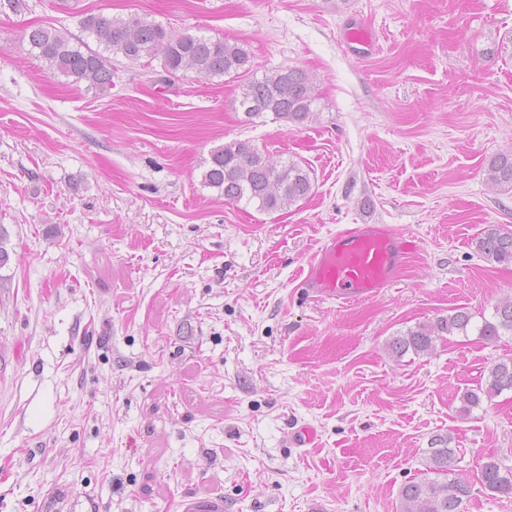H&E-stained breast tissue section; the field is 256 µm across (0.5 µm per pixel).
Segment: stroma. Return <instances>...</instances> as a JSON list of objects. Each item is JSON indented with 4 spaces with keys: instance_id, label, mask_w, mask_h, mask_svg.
<instances>
[{
    "instance_id": "35a3bbf8",
    "label": "stroma",
    "mask_w": 512,
    "mask_h": 512,
    "mask_svg": "<svg viewBox=\"0 0 512 512\" xmlns=\"http://www.w3.org/2000/svg\"><path fill=\"white\" fill-rule=\"evenodd\" d=\"M138 14L243 46L251 73L300 68L314 114L247 118L242 81L113 57L110 91L69 84L22 39ZM361 25L374 49L349 45ZM246 141L292 160L309 196L268 214L205 186ZM512 0H0V512H400L447 435L458 473L512 466V393L458 411L512 338L393 336L456 307L492 315L512 262ZM387 224L416 249L366 300L317 299L325 241ZM307 429L310 441H294ZM487 180L495 185L512 186V154H500L490 163ZM478 250L489 262H512V233L492 229L478 241ZM182 512H224V499L222 497H188L183 500Z\"/></svg>"
}]
</instances>
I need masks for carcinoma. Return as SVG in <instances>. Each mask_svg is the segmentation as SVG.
I'll list each match as a JSON object with an SVG mask.
<instances>
[{
    "instance_id": "carcinoma-1",
    "label": "carcinoma",
    "mask_w": 512,
    "mask_h": 512,
    "mask_svg": "<svg viewBox=\"0 0 512 512\" xmlns=\"http://www.w3.org/2000/svg\"><path fill=\"white\" fill-rule=\"evenodd\" d=\"M84 37H74L55 27L36 26L25 30L29 53L74 84L98 94L112 89V56L155 59L170 75L192 69L204 78L248 73L249 53L236 43L200 34H174L160 24L138 15L108 18L87 15L80 21ZM97 42L93 48L87 39ZM315 96L310 76L302 69L273 70L242 85L239 109L248 117L272 113L279 119L302 123L313 113ZM487 180L512 186V154H500L490 163ZM202 182L224 193L229 203L246 201L257 210L274 213L308 197L312 190L309 173L293 161H276L246 141H234L211 151ZM478 250L489 262H512V233L493 229L478 241ZM474 315L456 308L446 317L408 329L390 342L392 353L402 356L412 350L423 353L439 336L468 335L472 329L488 341L512 336V298L498 301L492 319L473 322ZM512 392V356L501 358L489 368L484 384L461 396L460 412L469 415L488 400ZM450 437L436 435L426 449L427 477L400 487L401 512H461L472 495V483L458 477L451 465L455 449ZM489 495H512V466L489 458L477 476Z\"/></svg>"
}]
</instances>
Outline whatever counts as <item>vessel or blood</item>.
<instances>
[{
	"label": "vessel or blood",
	"instance_id": "1",
	"mask_svg": "<svg viewBox=\"0 0 512 512\" xmlns=\"http://www.w3.org/2000/svg\"><path fill=\"white\" fill-rule=\"evenodd\" d=\"M412 242L384 224H360L333 235L311 259L303 284L312 296L371 298L390 285Z\"/></svg>",
	"mask_w": 512,
	"mask_h": 512
}]
</instances>
